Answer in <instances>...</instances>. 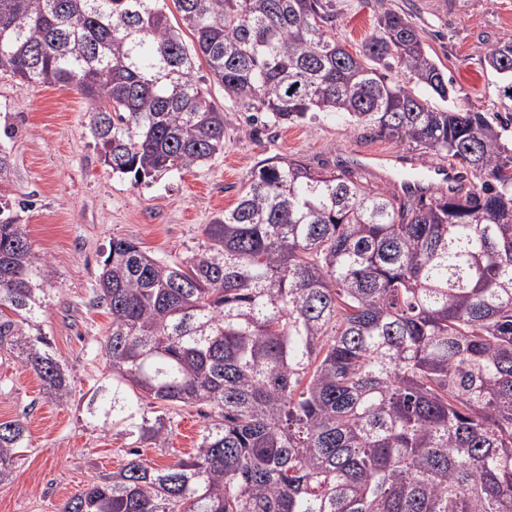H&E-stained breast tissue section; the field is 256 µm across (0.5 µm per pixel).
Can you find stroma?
<instances>
[{
	"label": "stroma",
	"instance_id": "obj_1",
	"mask_svg": "<svg viewBox=\"0 0 512 512\" xmlns=\"http://www.w3.org/2000/svg\"><path fill=\"white\" fill-rule=\"evenodd\" d=\"M331 33L351 54H359L385 10L403 11L422 29L429 51L460 91L459 107L512 126V109L498 95L499 79L485 62L488 46L512 33V0H335ZM206 87L227 115L224 149L206 164L167 176L151 186H134L100 163L90 131V105L73 88L23 87L0 72V128L14 134L11 154L15 197L27 200L22 222L35 250L57 273L52 305L43 329L73 386L70 401L44 394L40 380L0 351V422L22 419L26 448L8 480L0 482V512H59L98 476L119 471L138 448L154 468L193 453L200 434L218 411L208 405H172V433L165 447L134 443L119 427L89 424L87 392L107 376L99 352L112 321L93 305L92 290L110 240L127 238L156 257L183 262L208 246L204 227L233 208L253 168L269 157L298 158L322 172L358 168L366 157L398 154L407 164L392 177L370 183L418 180L439 187L446 156L422 159L407 139L379 138L340 118L317 115L281 127L244 128L246 104L230 100L216 81Z\"/></svg>",
	"mask_w": 512,
	"mask_h": 512
}]
</instances>
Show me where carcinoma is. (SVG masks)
Wrapping results in <instances>:
<instances>
[{
	"instance_id": "1",
	"label": "carcinoma",
	"mask_w": 512,
	"mask_h": 512,
	"mask_svg": "<svg viewBox=\"0 0 512 512\" xmlns=\"http://www.w3.org/2000/svg\"><path fill=\"white\" fill-rule=\"evenodd\" d=\"M172 2L0 0V71L75 87L99 160L135 186L223 150L210 78L265 125L337 115L411 140L424 159L445 153L477 183L402 195L350 168L273 157L191 260L112 239L93 289L112 314L110 371L88 414L159 447L171 428L145 407L220 414L192 455L154 469L134 451L60 512H512L507 127L431 103L456 88L404 12L384 11L354 56L328 30V0ZM485 62L512 102L511 33ZM12 183L0 148V350L67 402L38 321L56 272L20 224ZM26 440L22 419L0 422V482Z\"/></svg>"
}]
</instances>
